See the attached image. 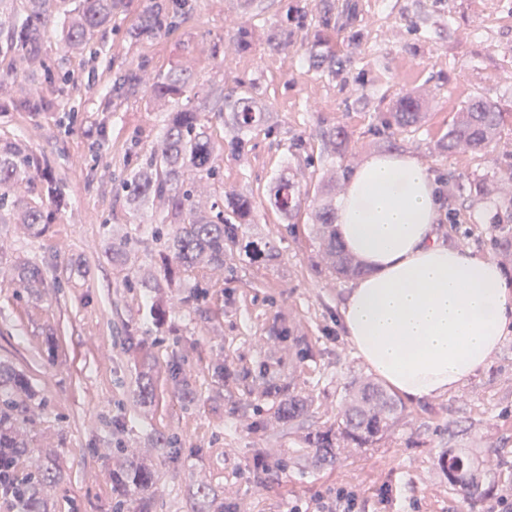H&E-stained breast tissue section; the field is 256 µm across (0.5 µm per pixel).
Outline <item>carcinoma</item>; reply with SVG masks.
Instances as JSON below:
<instances>
[{
    "mask_svg": "<svg viewBox=\"0 0 512 512\" xmlns=\"http://www.w3.org/2000/svg\"><path fill=\"white\" fill-rule=\"evenodd\" d=\"M126 0H74L59 29L64 46L79 47L90 41L96 33L107 28L122 11ZM16 0H0V55L23 58L36 62L41 57L43 30L52 13L60 8L58 0H25L24 16L17 19L13 5ZM194 8L193 0H169L150 5L141 16L140 25L131 36L158 35L183 21ZM336 5L327 6L321 20L322 29L310 47L309 61L316 67L334 64V55L324 51L325 31L335 28L347 32L351 4L341 5L343 22L332 24ZM304 10L293 7L285 12L281 25L267 32L261 26L243 27L238 33V46L249 47L261 36L277 45H288L301 27ZM143 69H127L112 74V92L123 94L142 86ZM194 89L191 74L184 67H175L160 75L146 87L147 102L164 104L177 101ZM210 111L224 119L235 132L229 147L234 154L244 150L248 135L263 125L267 102L255 84L242 85L237 90L224 92V86H211L204 91ZM422 119L417 100L403 98L396 111L385 122L392 139L398 131L411 127ZM503 113L483 99L468 103L457 113L440 142V148L453 152L465 146L480 151L499 133ZM39 171L37 160L26 146L18 141L0 143V223L5 214L19 218L33 232L40 234L52 223L57 212L65 206L59 183L62 175L41 172L44 186L39 200L18 202L11 195V185L31 178ZM216 175L214 145L210 126L201 120L198 108L184 105L168 112L163 134V147L151 154L140 167L130 173L124 184L126 200L140 208L152 198L167 201L159 224L151 229V237L164 239V277L171 280L181 270L196 267L224 265V240L237 237L238 229L250 223L252 204L240 199L231 206L232 217L219 210L212 215H200L193 206L191 174ZM299 192L287 177H279L270 190V205L282 216H288L297 206ZM319 249L329 268L340 277H354L362 268L339 241L336 232V206L330 193L319 197ZM0 470L4 478L13 479L5 484L16 512H49L50 490L60 481V470L48 459L37 462L23 477L16 476L19 457L28 452V440L19 424L28 420L27 408L21 407L12 391L26 389L21 376L7 373L0 366ZM401 412V406L379 386L364 382L355 388L352 399L342 410L337 433L363 443L392 423ZM315 456L322 460L336 457L337 438L320 434L313 441ZM437 464L448 475V484L466 492L470 498H480L485 489L474 474V458L465 453L440 456ZM153 471L141 464L125 461L112 469V484L125 494L145 490L152 484Z\"/></svg>",
    "mask_w": 512,
    "mask_h": 512,
    "instance_id": "1",
    "label": "carcinoma"
}]
</instances>
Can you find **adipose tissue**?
I'll return each instance as SVG.
<instances>
[{"instance_id": "obj_1", "label": "adipose tissue", "mask_w": 512, "mask_h": 512, "mask_svg": "<svg viewBox=\"0 0 512 512\" xmlns=\"http://www.w3.org/2000/svg\"><path fill=\"white\" fill-rule=\"evenodd\" d=\"M425 165L371 156L351 177L336 227L364 272L340 309L356 355L406 399L436 398L485 369L512 334V276L439 240Z\"/></svg>"}]
</instances>
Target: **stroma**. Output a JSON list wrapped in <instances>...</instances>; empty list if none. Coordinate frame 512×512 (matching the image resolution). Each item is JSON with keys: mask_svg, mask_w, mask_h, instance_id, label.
Returning a JSON list of instances; mask_svg holds the SVG:
<instances>
[{"mask_svg": "<svg viewBox=\"0 0 512 512\" xmlns=\"http://www.w3.org/2000/svg\"><path fill=\"white\" fill-rule=\"evenodd\" d=\"M306 20L288 47L255 40L237 46L242 26L279 24L282 0H195L194 13L168 33L129 39L148 0H128L83 51L65 49L59 19L43 34L40 62L0 57L12 82L0 99L50 91L39 112L0 111V140L21 141L41 167L65 174L68 205L43 234L0 223V362L28 381L16 399L29 409L31 452L56 458L64 477L53 512H114L106 449L150 462L153 512H314L350 493L355 512H491L512 494V337L482 372L439 398L403 400L397 420L373 442L343 441L333 462L308 445L333 427L351 387L376 375L355 355L341 323L350 286L319 255L318 193L346 191L347 171L377 153L415 156L434 177L443 215L440 239L495 259L512 274V0H353L355 38L331 37L336 70L309 66L307 48L324 11L299 0ZM141 66L156 76L180 65L197 88L255 83L270 110L242 154L217 155L219 179H193L203 214L240 198L254 207L224 264L166 281L163 248L148 238L166 203L132 209L127 172L157 151L165 115L144 89L114 98L108 74ZM57 86H50V79ZM412 96L424 117L395 140L377 135L397 100ZM475 98L506 120L484 150L448 155L438 142ZM348 132L345 155L329 141ZM302 149H294V142ZM286 176L301 193L289 216L267 191ZM120 249L110 258L108 244ZM42 268L39 283L18 267ZM208 293L194 300L196 282ZM152 366L153 398L140 402L141 357ZM223 365V377L213 374ZM297 396L306 412L283 419ZM176 437L163 448L160 437ZM468 450L489 494L453 489L435 458Z\"/></svg>", "mask_w": 512, "mask_h": 512, "instance_id": "35a3bbf8", "label": "stroma"}]
</instances>
